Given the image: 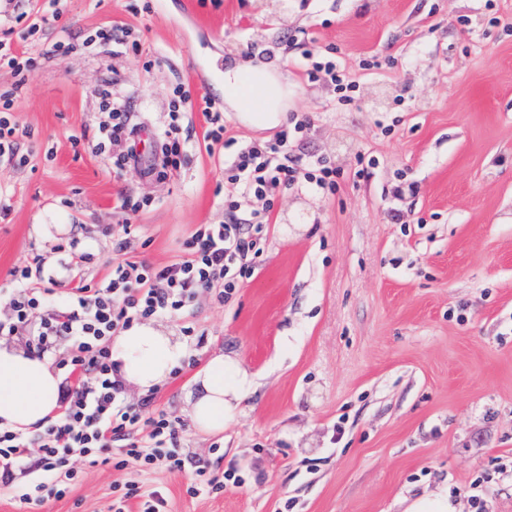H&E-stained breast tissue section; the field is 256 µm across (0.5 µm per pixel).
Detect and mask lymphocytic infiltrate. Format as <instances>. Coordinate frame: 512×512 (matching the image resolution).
I'll return each mask as SVG.
<instances>
[{
	"label": "lymphocytic infiltrate",
	"mask_w": 512,
	"mask_h": 512,
	"mask_svg": "<svg viewBox=\"0 0 512 512\" xmlns=\"http://www.w3.org/2000/svg\"><path fill=\"white\" fill-rule=\"evenodd\" d=\"M302 57L308 80L334 87L337 105L354 100L356 84L335 58H315L310 49ZM12 103L9 93L0 94L1 168L26 160ZM197 113L205 124L206 150L221 147L229 152L232 196L240 203L260 204L248 223L197 225L180 243L178 258L157 266L137 258L135 230L123 224L112 236L111 271L100 285L79 282L88 255L70 242L57 247L64 256L61 274L46 270L41 262L26 261L14 267L9 282L0 287V298L9 309L0 318V337L32 330L33 352L54 356L62 372L57 422L32 432L0 427V479L8 483L14 473L40 468L19 496L23 503L65 497L80 477L74 465L78 459L90 465L109 461L119 470L131 458L147 475L162 467L189 469L195 495L216 494L241 482L235 471L217 474L189 456L183 425L155 405L154 395L136 403L127 400L112 359V340L150 318L183 317L201 292L219 302L228 300L252 275L265 250L276 193L305 183L317 194L328 195L335 192L342 172L319 163L299 166L285 131L261 145H237L226 134L223 113L205 96L195 113H171L159 136L153 174L163 177L178 168L186 146L183 127L193 124ZM98 133L113 149L114 167L123 168L135 154L130 114L113 108ZM65 282L71 283V291L56 295V285Z\"/></svg>",
	"instance_id": "lymphocytic-infiltrate-1"
}]
</instances>
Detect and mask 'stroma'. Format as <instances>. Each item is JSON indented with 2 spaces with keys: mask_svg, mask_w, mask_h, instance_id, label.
I'll return each mask as SVG.
<instances>
[{
  "mask_svg": "<svg viewBox=\"0 0 512 512\" xmlns=\"http://www.w3.org/2000/svg\"><path fill=\"white\" fill-rule=\"evenodd\" d=\"M59 13L29 34L0 15L15 55L34 58L14 92L25 164L0 169V285L23 261L55 266L59 239L91 254L103 281L115 224L139 226V256L163 265L198 224L230 216L221 156L189 132L165 180L149 158L112 167L98 148L105 100L139 132H162L179 99L211 97L238 143L271 139L234 118L223 81L201 65L270 64L288 110L309 125L295 155L342 169L335 193L278 192L263 256L223 304L200 295L191 322L200 361L236 360L255 385L223 432L188 426L195 369L171 376L156 404L185 424L187 453L243 482L198 496L189 472L143 477L82 466L61 499L21 503L0 483V512H113L114 483L149 482L168 512H406L448 494L457 512H512V0H30ZM131 28L138 48L95 35ZM334 49L355 79V102L308 81L296 46ZM145 200L120 212L118 198ZM219 453H212L213 443Z\"/></svg>",
  "mask_w": 512,
  "mask_h": 512,
  "instance_id": "obj_1",
  "label": "stroma"
}]
</instances>
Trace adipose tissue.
Segmentation results:
<instances>
[{
  "label": "adipose tissue",
  "instance_id": "ef3b65f1",
  "mask_svg": "<svg viewBox=\"0 0 512 512\" xmlns=\"http://www.w3.org/2000/svg\"><path fill=\"white\" fill-rule=\"evenodd\" d=\"M224 96L239 122L251 129L287 126L288 88L271 68L244 63L224 73ZM183 349L171 332L152 323L123 331L112 346L124 386L146 394L164 385ZM189 393L188 416L203 433H218L248 396L251 377L232 359L213 356L197 373ZM61 377L47 358L0 341V425L28 431L54 419Z\"/></svg>",
  "mask_w": 512,
  "mask_h": 512
}]
</instances>
